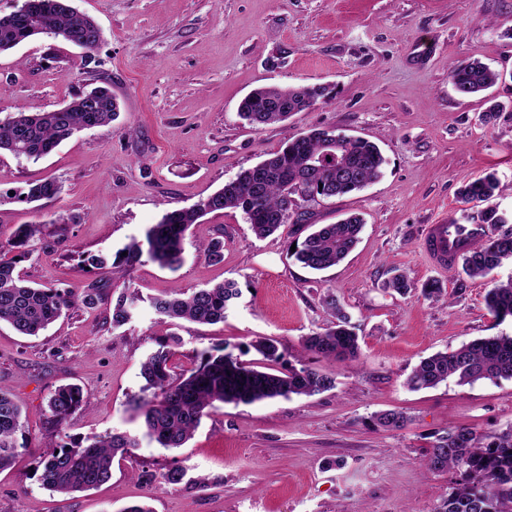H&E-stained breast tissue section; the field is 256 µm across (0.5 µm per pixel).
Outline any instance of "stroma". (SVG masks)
<instances>
[{
  "label": "stroma",
  "instance_id": "1",
  "mask_svg": "<svg viewBox=\"0 0 512 512\" xmlns=\"http://www.w3.org/2000/svg\"><path fill=\"white\" fill-rule=\"evenodd\" d=\"M98 23L93 51L40 35L0 54V119L16 108L50 111L103 83L118 117L62 142L39 161L0 154V243L18 225L43 223L32 255L17 268L31 284L79 292L96 277L82 255L119 251L161 216L206 199L244 168L314 128L376 143L382 177L335 199L297 201L307 212L259 238L238 210L201 217L184 241L183 261L169 270L150 259L112 272V295L138 291L133 318L113 327L105 306L75 307L37 336L0 323V385L22 410L13 465L0 472V512H122L147 503L153 512H443L455 471L433 473L425 460L437 438L457 426L476 435L512 425V378L409 389L419 361L474 339L507 334L512 321L488 311L492 280L461 267H434L421 248L427 225L477 214L460 189L497 173L512 213V0H73ZM481 58L503 78L489 95L505 109L483 125L485 98L460 97L448 65ZM325 86L316 105L287 122L258 128L238 116L254 89ZM488 95V96H489ZM56 179L53 200L26 204L9 195L26 182ZM361 214L356 248L340 264L304 268L291 247L316 224ZM65 218V227L55 218ZM224 239V260L208 263L200 247ZM414 284L385 290L393 270ZM441 283L428 298L424 283ZM225 280L240 295L223 322H159L151 297L184 293ZM335 294L357 327L356 361L337 362L303 348L332 317ZM176 334L173 363L191 368L218 345L263 365L252 347L270 338L279 370L305 365L334 377L333 389L254 404H216L192 438L167 449L142 437L129 402L140 392V365L159 338ZM76 383L91 395L62 426L49 420L47 399ZM385 410L409 425L387 431ZM140 434L132 456L115 458L97 489L60 496L42 488L44 450L86 445L107 431ZM172 468L185 472L162 483Z\"/></svg>",
  "mask_w": 512,
  "mask_h": 512
}]
</instances>
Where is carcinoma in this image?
<instances>
[{"instance_id":"carcinoma-1","label":"carcinoma","mask_w":512,"mask_h":512,"mask_svg":"<svg viewBox=\"0 0 512 512\" xmlns=\"http://www.w3.org/2000/svg\"><path fill=\"white\" fill-rule=\"evenodd\" d=\"M72 2L23 0L16 11L0 15V53L42 34L89 52L94 50L101 41L102 31ZM500 78L499 71L475 57L448 66V81L462 96L482 94ZM325 96L326 88L321 85L259 88L243 99L238 114L256 127H265L286 121ZM117 109L116 98L107 84L75 96L57 110L20 109L0 120V151L38 161L75 133L109 124L117 117ZM383 164L384 158L373 142L316 129L288 139L283 148L241 170L194 207L166 212L145 231L144 238L131 239L115 256L89 253L82 263L97 270L109 265L132 267L146 255L163 267L175 269L182 263L186 232L201 216L239 209L253 232L267 237L286 222L302 221V214L293 210L294 196L309 202L362 190L380 177ZM498 191V178L488 173L468 183L460 192L466 202L489 203L476 219V223L488 227L486 239L459 256L462 270L470 277L487 278L504 262L512 260V216L491 205ZM61 192L58 181L46 178L26 183L15 191L13 199L31 204L57 198ZM363 226L364 219L358 215H350L335 224H320L298 247L296 258L314 271L332 268L354 249ZM42 229L41 224L19 225L9 243L15 256L8 260L0 258V323H8L24 336L39 335L78 302L86 308L97 307L108 299L112 288L111 279L95 277L74 301L54 288L28 284L17 271V262L32 253ZM202 251L208 261L222 262L223 238L209 240L202 245ZM385 288L404 295L413 285L406 274L399 272L385 282ZM238 295L236 283L228 280L190 295L175 292L154 297L150 304L162 320L216 324L224 321L227 305ZM139 300L141 297L135 291L121 293L112 304V327L127 324ZM324 302L336 322L306 337L304 350L339 362L356 360L358 337L349 316L335 295H327ZM486 305L496 319H512V279L495 282L487 291ZM179 345L180 338L174 334L157 342V349L141 364L144 384L140 394L131 401L133 410L143 419L144 436L162 448L183 447L217 402L237 405L292 395L313 396L335 386L334 378L315 369L259 368L222 347L201 353L192 368L177 373L172 358ZM253 347L267 361L275 362L281 357L278 346L270 339L259 340ZM452 377L460 385L512 378V336L479 338L454 351L424 358L413 369L407 385L413 390L434 388ZM90 400V394L81 386L61 385L48 397L49 418L60 426ZM21 419L19 406L9 391L1 387L0 471L7 469L19 452L16 434ZM376 421L387 430H400L409 418L389 410L378 414ZM139 445L135 435L107 432L93 437L85 446L52 448L39 456L41 486L62 495L90 491L111 477L116 456L122 457ZM426 466L431 472L458 473L445 512H512V426L485 436L476 435L468 427L450 429L447 435L438 438L427 456Z\"/></svg>"}]
</instances>
